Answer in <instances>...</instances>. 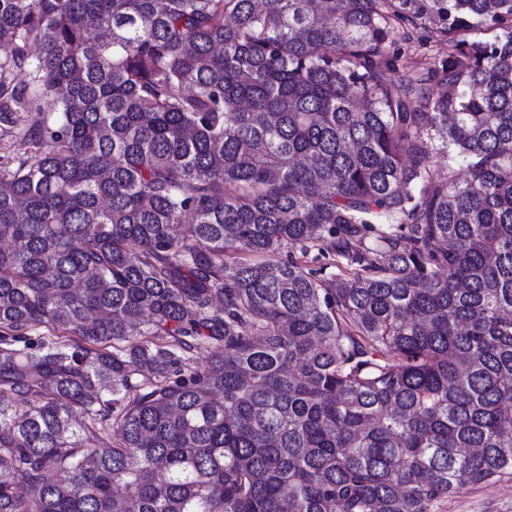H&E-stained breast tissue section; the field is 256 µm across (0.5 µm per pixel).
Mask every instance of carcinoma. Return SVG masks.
Wrapping results in <instances>:
<instances>
[{
  "mask_svg": "<svg viewBox=\"0 0 512 512\" xmlns=\"http://www.w3.org/2000/svg\"><path fill=\"white\" fill-rule=\"evenodd\" d=\"M416 2L0 0V512L512 476V0ZM426 26L419 27L415 37L419 39L421 46L412 47V50L416 49L418 52L426 51L428 54H439L440 57H446L444 53H439L438 49L444 45H448V36H446L442 29L433 24L426 22Z\"/></svg>",
  "mask_w": 512,
  "mask_h": 512,
  "instance_id": "obj_1",
  "label": "carcinoma"
}]
</instances>
